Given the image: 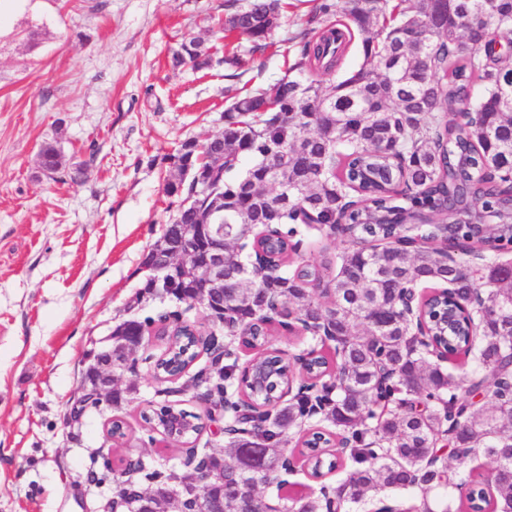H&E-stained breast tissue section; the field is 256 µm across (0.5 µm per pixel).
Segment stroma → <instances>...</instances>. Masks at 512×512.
<instances>
[{"label": "stroma", "mask_w": 512, "mask_h": 512, "mask_svg": "<svg viewBox=\"0 0 512 512\" xmlns=\"http://www.w3.org/2000/svg\"><path fill=\"white\" fill-rule=\"evenodd\" d=\"M246 0H0V512H96L113 480H86L92 452L115 471L128 460L180 468L185 449L148 430L144 410L202 407L194 388L161 394L150 372L157 340L133 355L120 408L88 412L78 438L65 418L87 354L110 346L121 321L169 310L141 307L142 262L174 213L166 155L224 127L247 89L276 82L298 51L295 36L324 4L341 20L346 0H287L271 44L223 34L219 18ZM201 39L209 69H172L173 49ZM244 60L232 71L225 55ZM51 142L81 163V184L45 176ZM127 436L107 438L113 417Z\"/></svg>", "instance_id": "stroma-1"}]
</instances>
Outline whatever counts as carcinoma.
I'll return each instance as SVG.
<instances>
[{"label":"carcinoma","mask_w":512,"mask_h":512,"mask_svg":"<svg viewBox=\"0 0 512 512\" xmlns=\"http://www.w3.org/2000/svg\"><path fill=\"white\" fill-rule=\"evenodd\" d=\"M447 22L430 23L435 0H347L346 21L314 14L296 35L300 51L288 73L267 87L239 96L224 110V128L199 143L188 139L166 157L173 175L165 193L175 212L154 245L159 250L224 209V324L217 336H237L252 346L267 343L279 308L289 307L306 327L334 343V357L316 349L303 381L288 401V362L261 359L268 385L235 386L238 356L224 344V373L209 391L233 418L224 426L223 459L207 455L187 470L224 469V482L203 492L206 512H267L259 486L302 467L320 491L292 499V512H340L370 492L389 488L416 493L413 512H433L428 496L468 487L442 512H512V272L496 260L474 268L445 258V249L479 247L467 225L446 240L438 225L407 227L429 244L391 247L385 239L403 215L426 209L439 219L465 203L480 205L499 249L512 248V57L496 48L512 33V0H456ZM281 0H248L221 22L228 32L264 49L280 24ZM362 38L367 64L339 81L323 82L340 65L354 35ZM209 49L196 38L172 51L174 69H207ZM481 94L472 98L474 87ZM246 156L255 158L249 177L236 174ZM39 164L51 179L79 183L85 164L68 165L61 150L45 143ZM339 234L349 249L336 270L305 264L288 273L289 250H298L308 229ZM481 292V335L470 338L467 302ZM326 283L333 301L315 303L309 286ZM448 285L423 296L429 339L448 361L472 359L478 376L455 379L430 360L429 344L413 335L401 312L408 285ZM183 312L146 317L136 327L181 325L164 339L155 364L162 375L186 368L199 350L193 324ZM484 395L481 405L474 393ZM296 448L284 453L288 435ZM463 464L481 455L494 464L491 489L467 481L438 459L446 442ZM91 460L90 481L112 473L105 460ZM343 468L336 485L325 477ZM179 472L137 460L115 480L161 494Z\"/></svg>","instance_id":"carcinoma-1"}]
</instances>
